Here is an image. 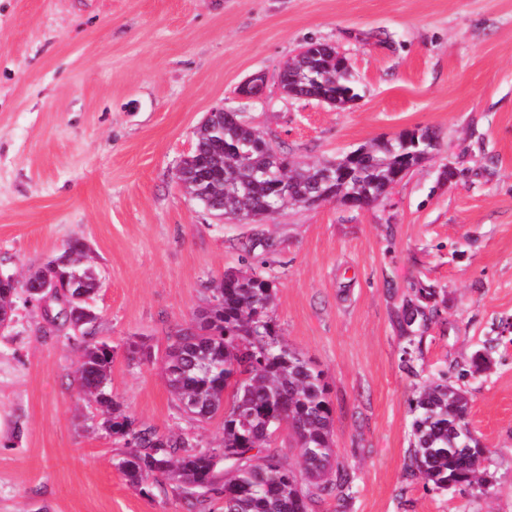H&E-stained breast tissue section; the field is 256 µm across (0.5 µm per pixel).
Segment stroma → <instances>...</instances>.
I'll return each instance as SVG.
<instances>
[{
    "label": "stroma",
    "mask_w": 512,
    "mask_h": 512,
    "mask_svg": "<svg viewBox=\"0 0 512 512\" xmlns=\"http://www.w3.org/2000/svg\"><path fill=\"white\" fill-rule=\"evenodd\" d=\"M311 39L349 59L362 92L348 108L281 92L278 70ZM259 72L263 95L241 97ZM222 107L304 163L415 128L438 149L390 203L221 222L174 173ZM75 238L96 256L112 392L139 423L220 444L219 421L184 413L160 364L261 238L279 334L324 370L354 477L346 500L312 512H512V0H0V277ZM426 286L437 315L415 332L409 372L396 314ZM133 336L152 361L128 358ZM80 356L18 296L0 331V512H185L169 485L147 498L126 482L123 439L89 432ZM441 371L492 450L485 487L438 490L405 472L410 400Z\"/></svg>",
    "instance_id": "obj_1"
}]
</instances>
